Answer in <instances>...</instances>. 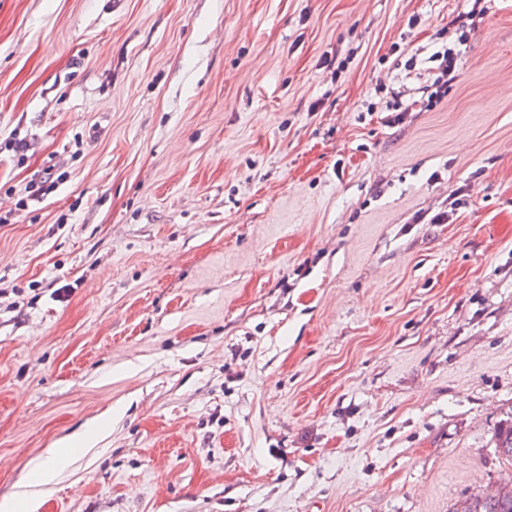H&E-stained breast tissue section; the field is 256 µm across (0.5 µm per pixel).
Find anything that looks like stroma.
<instances>
[{
  "label": "stroma",
  "mask_w": 512,
  "mask_h": 512,
  "mask_svg": "<svg viewBox=\"0 0 512 512\" xmlns=\"http://www.w3.org/2000/svg\"><path fill=\"white\" fill-rule=\"evenodd\" d=\"M484 7L0 0V501L97 426L38 512H450L512 476ZM434 61L439 62L436 67L434 84L438 86L437 94H440L439 97L441 98L448 91V85H452L457 80L460 72V62L458 53L452 48L438 51L434 55ZM495 448H498V456L512 466V414L500 425L495 437Z\"/></svg>",
  "instance_id": "stroma-1"
}]
</instances>
